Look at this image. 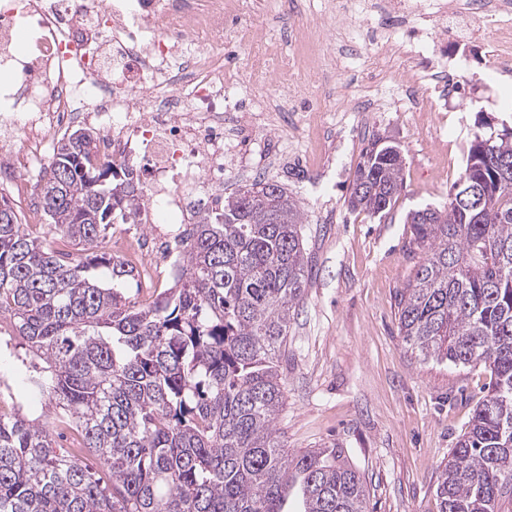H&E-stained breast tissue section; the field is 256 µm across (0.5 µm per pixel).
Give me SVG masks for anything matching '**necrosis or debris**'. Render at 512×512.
Listing matches in <instances>:
<instances>
[{
  "label": "necrosis or debris",
  "instance_id": "necrosis-or-debris-1",
  "mask_svg": "<svg viewBox=\"0 0 512 512\" xmlns=\"http://www.w3.org/2000/svg\"><path fill=\"white\" fill-rule=\"evenodd\" d=\"M323 3L319 19L356 23L369 12V0ZM258 12L259 0H0V69L14 80L0 87V96L12 101L11 111L0 113V167L18 172L17 197L30 194L25 174L51 143L90 119L101 134V160L146 168L150 203L140 211L143 223H197L216 208L225 167L241 164L225 116L248 106L265 112L285 95L336 94L330 83L295 78L326 67L325 55L311 50L319 19L302 22L300 51L256 25L239 27L236 41L252 51L250 74L225 67V16ZM421 17H464L491 29L497 71L512 75V10L487 8L484 0H396L380 47L402 63L413 93L400 99L391 82L379 78L364 98L366 110L390 105L445 120L442 89L453 85L455 71L429 61L444 54L456 59L469 47L453 29L447 44H439L438 31L416 26ZM25 26L34 36L20 55L15 46ZM246 81L262 89V97L241 98ZM119 249L148 287L168 278L167 265L142 239L120 235Z\"/></svg>",
  "mask_w": 512,
  "mask_h": 512
}]
</instances>
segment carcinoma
Here are the masks:
<instances>
[{
  "instance_id": "obj_1",
  "label": "carcinoma",
  "mask_w": 512,
  "mask_h": 512,
  "mask_svg": "<svg viewBox=\"0 0 512 512\" xmlns=\"http://www.w3.org/2000/svg\"><path fill=\"white\" fill-rule=\"evenodd\" d=\"M99 138L58 139L38 181L54 243L0 195V316L25 350L28 390L53 411L0 412V512H367L342 450L288 453L291 312L309 257L297 200L273 179L224 196L182 234L179 275L145 306L102 250L114 220L146 204L133 172L97 160ZM406 188L395 146L371 144L348 206L380 219ZM484 198L474 210L467 190ZM419 251L397 294L399 335L418 357L482 364L493 382L437 484L439 512H500L512 496V133H473L448 201L407 214ZM68 427L108 471L55 448Z\"/></svg>"
}]
</instances>
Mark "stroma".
Listing matches in <instances>:
<instances>
[{
  "label": "stroma",
  "mask_w": 512,
  "mask_h": 512,
  "mask_svg": "<svg viewBox=\"0 0 512 512\" xmlns=\"http://www.w3.org/2000/svg\"><path fill=\"white\" fill-rule=\"evenodd\" d=\"M444 152L431 136L432 115L350 113L357 131L341 126L332 107L297 105L279 130L239 143L252 175L225 172L224 189L252 176L281 182L303 211L309 277L288 330L285 404L278 433L289 452L341 448L364 478L368 512H439L438 478L451 448L468 430L490 373L454 367L407 350L397 328L396 296L418 262L409 250V210L447 201L459 180L478 125H512V79L491 77L482 49L457 76ZM323 124L328 150L312 184L309 142L283 154L275 169L259 157L283 135ZM398 146L406 187L391 216L377 220L348 207L349 187L371 143Z\"/></svg>",
  "instance_id": "obj_1"
}]
</instances>
